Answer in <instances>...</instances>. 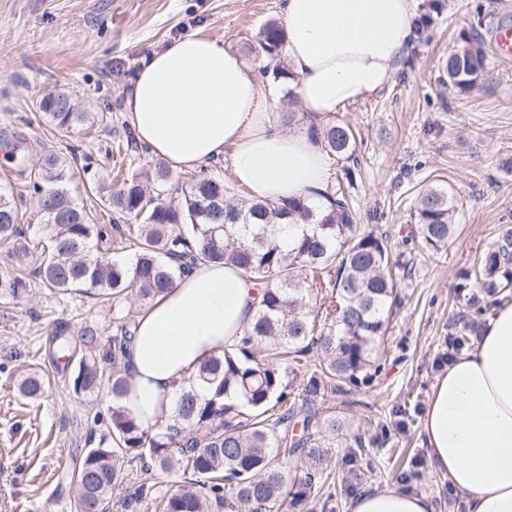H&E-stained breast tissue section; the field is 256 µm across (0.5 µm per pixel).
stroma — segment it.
<instances>
[{"mask_svg":"<svg viewBox=\"0 0 512 512\" xmlns=\"http://www.w3.org/2000/svg\"><path fill=\"white\" fill-rule=\"evenodd\" d=\"M283 0H0V187L26 214L36 210L29 166L49 148L64 154L75 177L68 189L78 204L98 211L88 186L111 182L112 173L151 167L147 148L119 150L133 136L123 112L126 89L142 58L188 33L222 38L247 51L267 21L281 17ZM512 14V0H444L430 36L410 37L390 84L376 97L339 109L334 120L358 134L357 162L331 160L332 181L352 179L358 220L387 234L400 253L401 305L386 334L388 360L362 389V410L337 409L347 438H367L356 461L343 450L330 466L336 489L314 512H350L368 490L402 483L448 512L459 496L437 472L423 445L422 426L437 375L447 368L448 339L476 341L503 295L485 298L477 324L457 285L475 256L512 227V63L490 61L483 85L466 95L450 92L441 61L462 47L460 32L489 34L493 19ZM64 89L89 111L106 113L97 125L63 135L46 124L41 98ZM451 188L461 204L447 245L405 252L419 188ZM40 224L0 245V274L25 279L18 297L0 296V512H70L73 486L66 475L74 458L96 446L107 428L103 395L75 393L79 356L62 349L57 329L73 333L90 324L112 333V306L80 292L59 294L37 275ZM35 368L50 383L42 398L17 389Z\"/></svg>","mask_w":512,"mask_h":512,"instance_id":"stroma-1","label":"stroma"}]
</instances>
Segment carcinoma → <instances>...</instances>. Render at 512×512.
Wrapping results in <instances>:
<instances>
[{
	"instance_id": "obj_1",
	"label": "carcinoma",
	"mask_w": 512,
	"mask_h": 512,
	"mask_svg": "<svg viewBox=\"0 0 512 512\" xmlns=\"http://www.w3.org/2000/svg\"><path fill=\"white\" fill-rule=\"evenodd\" d=\"M441 9L440 0H431L430 12L415 22L419 38ZM284 40L282 27L270 21L250 46L267 61L264 73L275 82L286 78ZM443 67L450 90L461 94L481 84L488 68L482 35L468 34ZM40 109L66 134L104 121L80 109L67 90L44 97ZM311 132L329 154L355 158L350 127L326 124ZM73 177L70 162L53 150L44 151L30 172V188L39 197L35 218L47 230L37 270L46 287L110 296L115 303L131 298L144 308L205 260L237 268L263 294L241 344L205 362L177 398L174 423L154 430L123 406L129 382L122 348L133 311H116L115 333L105 339L93 326L80 331L74 390H104L112 405L108 436L72 468V512H312L320 500H331L335 493L326 487L324 470L343 424L326 402L336 397L349 408L365 405L360 388L383 366L381 342L397 299L393 268H401L389 238L357 224L352 199L340 185L325 206L302 197L272 203L232 200L224 180L210 176L194 180L174 205L162 196L169 171L158 166L127 176L117 189L92 188L109 212L126 221L115 225V246L68 191ZM458 212L448 188L424 187L412 213L414 238L424 248H441ZM21 220L13 196L0 192V243L19 236ZM279 224L302 226L293 246H283ZM124 243L133 249L129 256L120 255ZM511 287L512 228L474 259L457 285L469 291L479 312L481 295ZM25 288L18 276L0 279V292L12 297ZM312 299L319 301L318 319L309 312ZM196 384L207 386L210 396L199 398L192 391ZM45 390L36 370L18 382L28 399ZM291 456L307 464L291 471ZM134 465L143 479L133 492L113 499ZM155 472L174 473L178 480L162 489L152 481Z\"/></svg>"
}]
</instances>
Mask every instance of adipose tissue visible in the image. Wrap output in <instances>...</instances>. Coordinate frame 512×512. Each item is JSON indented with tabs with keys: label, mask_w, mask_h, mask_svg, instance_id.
I'll use <instances>...</instances> for the list:
<instances>
[{
	"label": "adipose tissue",
	"mask_w": 512,
	"mask_h": 512,
	"mask_svg": "<svg viewBox=\"0 0 512 512\" xmlns=\"http://www.w3.org/2000/svg\"><path fill=\"white\" fill-rule=\"evenodd\" d=\"M413 9L414 0H283L287 84L306 122L284 124L281 96L258 70L221 38L196 33L143 58L126 118L177 170L221 159L251 198H316L330 189L329 157L311 125L383 91ZM258 300L236 269L201 261L135 316L125 344L126 406L143 425L172 423L186 381L239 343ZM423 441L435 470L464 495L465 512H512V303L437 377ZM351 512H434V504L393 485L359 496Z\"/></svg>",
	"instance_id": "1"
}]
</instances>
